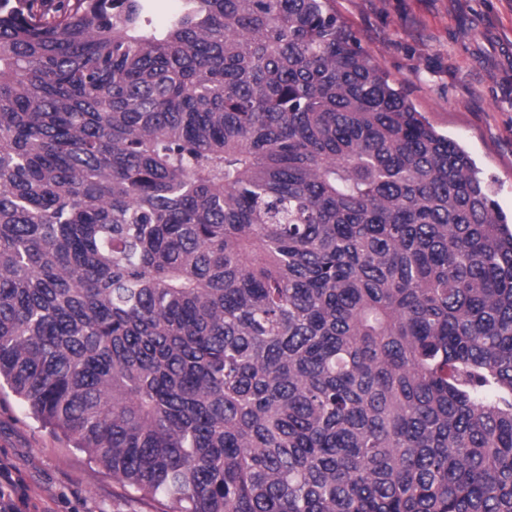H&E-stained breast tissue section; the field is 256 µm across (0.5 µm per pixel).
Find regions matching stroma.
Here are the masks:
<instances>
[{"label":"stroma","instance_id":"obj_1","mask_svg":"<svg viewBox=\"0 0 512 512\" xmlns=\"http://www.w3.org/2000/svg\"><path fill=\"white\" fill-rule=\"evenodd\" d=\"M360 49L438 132L457 141L512 213V0H335ZM40 512H173L141 497L0 390V455Z\"/></svg>","mask_w":512,"mask_h":512}]
</instances>
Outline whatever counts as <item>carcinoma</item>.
Instances as JSON below:
<instances>
[{"instance_id": "cac0c4a2", "label": "carcinoma", "mask_w": 512, "mask_h": 512, "mask_svg": "<svg viewBox=\"0 0 512 512\" xmlns=\"http://www.w3.org/2000/svg\"><path fill=\"white\" fill-rule=\"evenodd\" d=\"M333 0H0V388L178 512H512V228Z\"/></svg>"}]
</instances>
